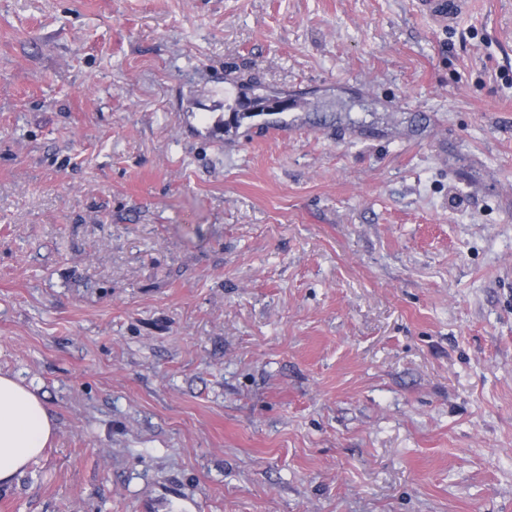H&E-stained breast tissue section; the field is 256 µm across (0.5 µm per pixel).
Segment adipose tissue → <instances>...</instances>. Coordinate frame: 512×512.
<instances>
[{
	"mask_svg": "<svg viewBox=\"0 0 512 512\" xmlns=\"http://www.w3.org/2000/svg\"><path fill=\"white\" fill-rule=\"evenodd\" d=\"M56 436L48 403L35 389L0 375V486L11 484Z\"/></svg>",
	"mask_w": 512,
	"mask_h": 512,
	"instance_id": "obj_1",
	"label": "adipose tissue"
}]
</instances>
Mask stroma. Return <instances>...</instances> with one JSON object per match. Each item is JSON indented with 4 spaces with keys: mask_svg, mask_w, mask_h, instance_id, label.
Masks as SVG:
<instances>
[{
    "mask_svg": "<svg viewBox=\"0 0 512 512\" xmlns=\"http://www.w3.org/2000/svg\"><path fill=\"white\" fill-rule=\"evenodd\" d=\"M0 373V512H512V0H0ZM470 0H414L417 12L438 26L447 27L466 9ZM271 102H275V107L277 109H285V107L288 106V101L278 100L276 99V97H272ZM239 107L243 110L242 115H245V112H247L250 115V117L260 115H274L277 114L278 112H284V110L281 111L275 109L270 104L269 99L261 95L249 98V100H247V103H240ZM56 436L48 403L35 389L0 375V486L11 484Z\"/></svg>",
    "mask_w": 512,
    "mask_h": 512,
    "instance_id": "35a3bbf8",
    "label": "stroma"
}]
</instances>
